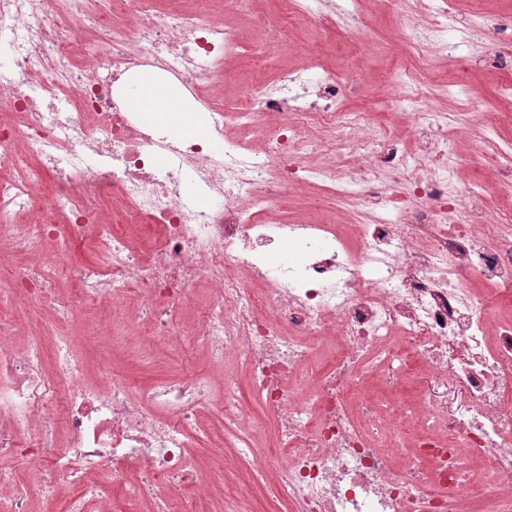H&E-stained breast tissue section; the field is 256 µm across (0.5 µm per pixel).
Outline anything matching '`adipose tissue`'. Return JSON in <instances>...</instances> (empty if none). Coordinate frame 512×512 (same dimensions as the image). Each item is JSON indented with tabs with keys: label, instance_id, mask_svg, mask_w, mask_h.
<instances>
[{
	"label": "adipose tissue",
	"instance_id": "ef3b65f1",
	"mask_svg": "<svg viewBox=\"0 0 512 512\" xmlns=\"http://www.w3.org/2000/svg\"><path fill=\"white\" fill-rule=\"evenodd\" d=\"M119 92L131 111L140 113L147 123L163 128L172 137L201 138L207 133L203 122L193 117L194 106L184 87L157 70L132 69Z\"/></svg>",
	"mask_w": 512,
	"mask_h": 512
}]
</instances>
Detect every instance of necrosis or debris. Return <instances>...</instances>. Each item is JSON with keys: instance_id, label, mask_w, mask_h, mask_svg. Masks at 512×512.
Masks as SVG:
<instances>
[{"instance_id": "1", "label": "necrosis or debris", "mask_w": 512, "mask_h": 512, "mask_svg": "<svg viewBox=\"0 0 512 512\" xmlns=\"http://www.w3.org/2000/svg\"><path fill=\"white\" fill-rule=\"evenodd\" d=\"M158 3L0 0V109L11 116L0 123V266H13L0 288V458L41 467L44 512H112L116 488L126 512L148 498L153 512H194L224 481L223 468L205 476L189 457L211 414L288 512H512V215L477 212L481 184L452 182L469 166L451 146L455 122L401 81L391 108L413 111L412 154L370 137L363 113L340 111L338 75L322 73L306 103L283 72L230 107L198 98L207 144L175 140L129 111L116 84L153 67L200 86L240 42L209 10ZM428 13L401 29L414 57L478 35L470 23L447 40L456 12ZM117 14L130 24L115 28ZM250 128L262 148L238 138ZM379 171L405 190L374 191ZM187 178L210 207L183 202ZM312 183L354 222L288 223L281 199ZM285 243L292 260L273 264L270 249ZM85 250L95 263L75 261ZM201 285L186 335L174 313ZM117 300L126 311L101 344L142 331L141 359L200 349L206 371L139 387L107 373L91 385L74 337H55L49 354L37 339L9 344L31 309L76 320ZM232 362L261 416L241 400ZM408 379L420 391L411 409L396 398ZM160 485L168 497H155Z\"/></svg>"}]
</instances>
